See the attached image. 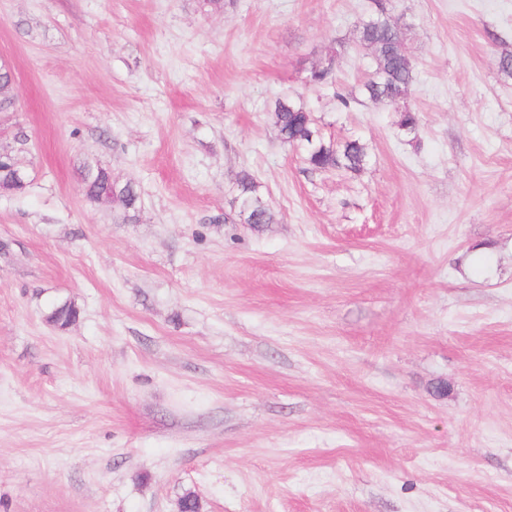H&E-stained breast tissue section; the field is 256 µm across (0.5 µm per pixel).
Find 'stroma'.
I'll use <instances>...</instances> for the list:
<instances>
[{"label":"stroma","mask_w":512,"mask_h":512,"mask_svg":"<svg viewBox=\"0 0 512 512\" xmlns=\"http://www.w3.org/2000/svg\"><path fill=\"white\" fill-rule=\"evenodd\" d=\"M384 4L393 106L373 0H0V512H512V0ZM285 96L363 167L284 146ZM376 10L367 19L369 23L359 28L358 42L371 50L374 60L373 76L361 86L362 96L372 104H395L408 90L413 79L414 65L404 48L397 44L393 25L381 0H374ZM81 175L90 200L112 194L113 201L119 199L124 206L134 207L139 198L132 184L117 187L109 173L102 168L87 166ZM238 195L235 198L246 224H272L275 215L270 205L259 193L258 185L249 173H242L237 181Z\"/></svg>","instance_id":"35a3bbf8"}]
</instances>
